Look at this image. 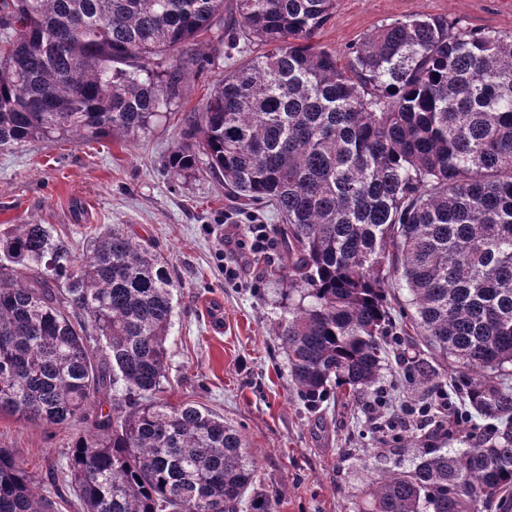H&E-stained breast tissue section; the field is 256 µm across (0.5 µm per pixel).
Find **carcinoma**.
I'll list each match as a JSON object with an SVG mask.
<instances>
[{"label": "carcinoma", "instance_id": "1", "mask_svg": "<svg viewBox=\"0 0 512 512\" xmlns=\"http://www.w3.org/2000/svg\"><path fill=\"white\" fill-rule=\"evenodd\" d=\"M336 0H0V148L39 136H137L181 94L194 46L244 38L259 55L190 115L176 175L222 178L272 208L282 247L275 336L313 410L334 387L377 393L400 313L465 369L469 426L439 387L411 405L408 467L375 473L359 512H512V32L441 16L383 24L345 65L314 42ZM178 287L124 228L83 259L47 224L0 233V419L79 427L67 462L83 512H274L240 433L158 397ZM436 372L407 369L412 386ZM92 430L83 429L97 401ZM459 452L435 447L456 435ZM0 512H58L0 448Z\"/></svg>", "mask_w": 512, "mask_h": 512}]
</instances>
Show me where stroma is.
Returning <instances> with one entry per match:
<instances>
[{"mask_svg": "<svg viewBox=\"0 0 512 512\" xmlns=\"http://www.w3.org/2000/svg\"><path fill=\"white\" fill-rule=\"evenodd\" d=\"M410 15L444 16L474 29L512 31V0H337L317 44L344 59L349 45ZM199 65L184 72L182 94L147 133L102 139L36 138L0 149V229L48 224L75 257L91 231L119 224L173 271L174 317L168 331L164 397L223 416L253 455L275 512H359V491L376 471L410 465L409 434L393 443L372 432L369 399H332L307 410L292 389L285 350L272 333L282 315L277 280L281 245L240 253L238 282L224 278L225 239L248 240L249 223L222 179L173 175L167 161L184 139L215 81L259 52L256 44L205 40ZM442 361L414 338L390 348L386 395L406 399L403 363ZM72 432L39 422L0 420V447L12 449L37 477L39 493L60 497V512H80L66 481Z\"/></svg>", "mask_w": 512, "mask_h": 512, "instance_id": "1", "label": "stroma"}]
</instances>
